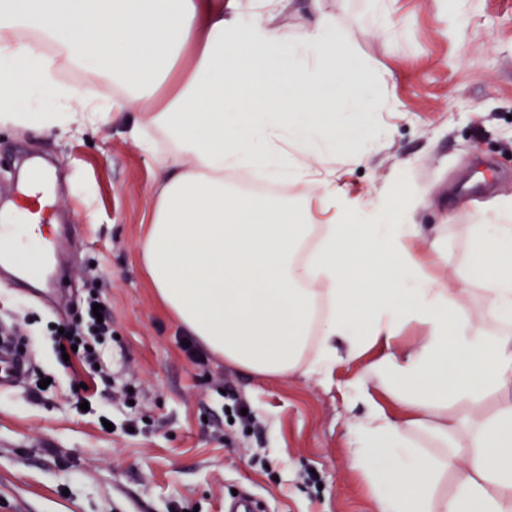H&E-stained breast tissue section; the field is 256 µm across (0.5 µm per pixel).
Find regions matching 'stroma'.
<instances>
[{
  "label": "stroma",
  "mask_w": 512,
  "mask_h": 512,
  "mask_svg": "<svg viewBox=\"0 0 512 512\" xmlns=\"http://www.w3.org/2000/svg\"><path fill=\"white\" fill-rule=\"evenodd\" d=\"M319 16L338 41L333 63L353 66L389 105L337 113L360 135L345 149L321 140L318 156L342 173V202L380 195L419 225L424 272L448 277L473 259V225L512 202V0H469L465 10L448 0H320L316 11L291 0L279 23L294 38ZM21 151L53 162L44 218L76 230L57 253L74 290L49 296L0 276V332L23 327L31 359L23 384L0 388V512H232L240 495L260 512H371L347 450L363 410L344 385L359 364L322 385L191 357L138 257L152 158L119 125L0 127V202L16 198ZM88 288L99 289L114 334L101 350L108 376L93 382L81 366H60L52 342ZM41 372L54 387L36 389ZM84 381L86 411L75 406ZM241 404L250 421L237 418Z\"/></svg>",
  "instance_id": "stroma-1"
}]
</instances>
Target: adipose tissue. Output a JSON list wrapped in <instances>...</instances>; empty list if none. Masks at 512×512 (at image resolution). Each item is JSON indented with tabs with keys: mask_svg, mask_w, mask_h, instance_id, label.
I'll return each instance as SVG.
<instances>
[{
	"mask_svg": "<svg viewBox=\"0 0 512 512\" xmlns=\"http://www.w3.org/2000/svg\"><path fill=\"white\" fill-rule=\"evenodd\" d=\"M289 0H0V126L45 130L122 124L155 160L138 242L152 294L210 353L250 374L332 381L363 405L348 450L373 512H512V205L472 228L475 262L428 277L401 224L368 197L341 218L337 175L309 164L320 135L346 145L340 112L383 101L335 53L327 20L296 39L275 24ZM111 81L95 99L60 66ZM172 93L153 111L129 102ZM45 102L18 112L17 89ZM294 145L298 157L286 147ZM306 181L312 205L246 194ZM480 285L487 320L457 301ZM422 329L403 341L410 325ZM395 411H388L387 403ZM429 448H421L420 439ZM455 472L453 493L439 485Z\"/></svg>",
	"mask_w": 512,
	"mask_h": 512,
	"instance_id": "1",
	"label": "adipose tissue"
}]
</instances>
